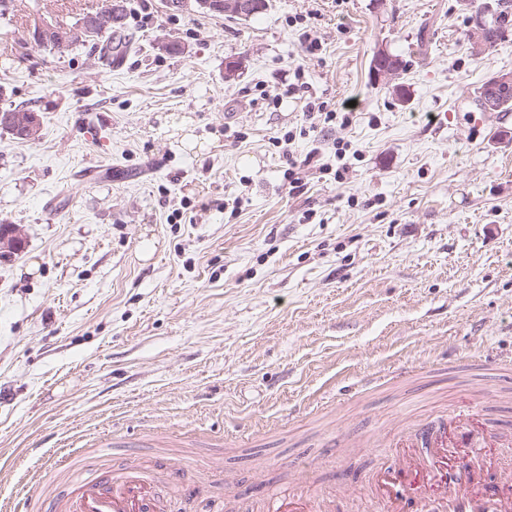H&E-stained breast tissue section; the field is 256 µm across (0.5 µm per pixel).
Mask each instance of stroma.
Wrapping results in <instances>:
<instances>
[{
  "label": "stroma",
  "instance_id": "obj_1",
  "mask_svg": "<svg viewBox=\"0 0 512 512\" xmlns=\"http://www.w3.org/2000/svg\"><path fill=\"white\" fill-rule=\"evenodd\" d=\"M478 2L267 0L244 20L125 0L117 67L0 18V111L41 121L34 141L0 129V224L23 237L0 256V501L107 433L180 472L169 512H240L238 483L377 512L401 418L472 388L512 428V115L471 102L512 71V34L472 54ZM382 46L404 98L370 73ZM298 67L351 121L287 156ZM337 139L338 178L318 170Z\"/></svg>",
  "mask_w": 512,
  "mask_h": 512
}]
</instances>
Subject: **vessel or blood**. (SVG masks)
Returning a JSON list of instances; mask_svg holds the SVG:
<instances>
[{"mask_svg":"<svg viewBox=\"0 0 512 512\" xmlns=\"http://www.w3.org/2000/svg\"><path fill=\"white\" fill-rule=\"evenodd\" d=\"M476 401L473 393L462 392L439 421L409 424L393 435L389 446L396 452L416 445L425 449L423 469L440 487L438 500L445 512H512V485L490 479L480 491L471 489L477 464H485L490 475L501 466L490 457L489 443L451 445L443 438L447 424L462 427L473 419ZM59 465L75 473V480L38 503L29 497L9 502L8 512H167L157 463L136 455L116 463L98 447L72 450ZM409 484L408 475L402 473L384 480L385 512H425V502L408 493ZM329 500L326 494L311 497L287 490L267 499L265 512H330Z\"/></svg>","mask_w":512,"mask_h":512,"instance_id":"1","label":"vessel or blood"}]
</instances>
